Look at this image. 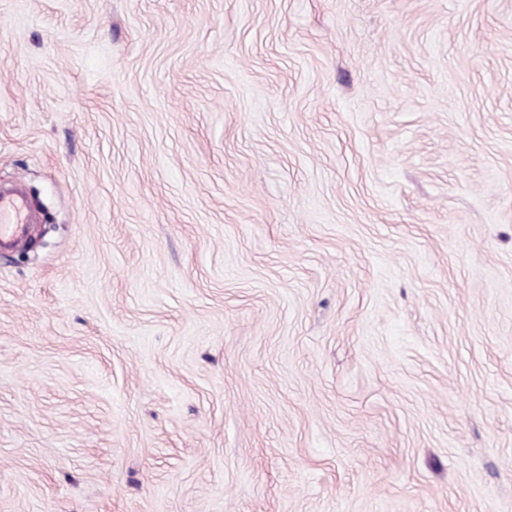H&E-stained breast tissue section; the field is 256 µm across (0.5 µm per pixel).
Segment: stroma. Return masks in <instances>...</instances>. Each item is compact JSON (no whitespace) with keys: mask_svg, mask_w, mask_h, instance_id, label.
Returning <instances> with one entry per match:
<instances>
[{"mask_svg":"<svg viewBox=\"0 0 512 512\" xmlns=\"http://www.w3.org/2000/svg\"><path fill=\"white\" fill-rule=\"evenodd\" d=\"M0 512H512V0H0ZM33 215L19 191L0 194V250L5 251L24 238Z\"/></svg>","mask_w":512,"mask_h":512,"instance_id":"1","label":"stroma"}]
</instances>
